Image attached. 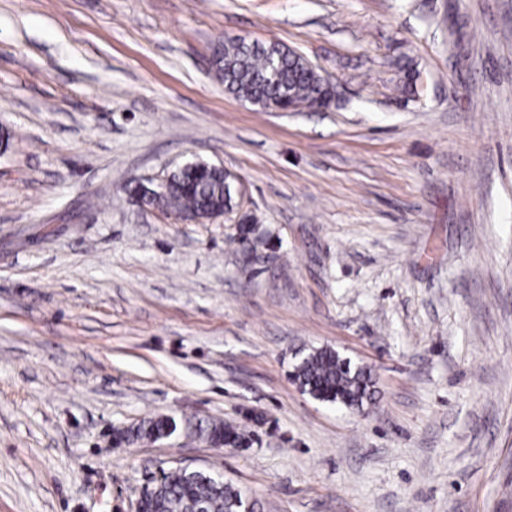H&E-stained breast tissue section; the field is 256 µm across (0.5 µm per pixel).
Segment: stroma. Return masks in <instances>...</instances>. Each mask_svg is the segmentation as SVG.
Masks as SVG:
<instances>
[{
	"instance_id": "35a3bbf8",
	"label": "stroma",
	"mask_w": 512,
	"mask_h": 512,
	"mask_svg": "<svg viewBox=\"0 0 512 512\" xmlns=\"http://www.w3.org/2000/svg\"><path fill=\"white\" fill-rule=\"evenodd\" d=\"M227 37L334 101L232 97ZM0 127V512H133L176 466L261 512H512V0H0ZM189 161L239 207L129 201ZM321 347L363 410L292 380ZM159 415L255 441L113 446ZM293 379L312 398L336 408L359 410L373 395L370 373L331 348L302 352ZM186 428L210 446L217 448H242L248 446L251 437L239 428L224 421H186Z\"/></svg>"
}]
</instances>
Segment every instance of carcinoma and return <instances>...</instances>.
I'll return each instance as SVG.
<instances>
[{
  "label": "carcinoma",
  "mask_w": 512,
  "mask_h": 512,
  "mask_svg": "<svg viewBox=\"0 0 512 512\" xmlns=\"http://www.w3.org/2000/svg\"><path fill=\"white\" fill-rule=\"evenodd\" d=\"M215 71L224 90L260 108L281 102L293 108H313L328 92L324 77L298 52L276 43L226 38L214 54ZM150 205L181 216L198 212H224L236 205L234 182L224 169L194 161L169 175L161 189L141 194ZM295 383L315 400L336 408L358 410L371 400V375L331 348H314L301 354L294 366ZM186 428L217 448H242L251 437L222 421H186ZM177 430L175 419L158 416L116 431V437L133 444L157 441ZM148 512H229L243 499L241 490L216 473H193L184 468L162 472L146 492Z\"/></svg>",
  "instance_id": "1"
}]
</instances>
